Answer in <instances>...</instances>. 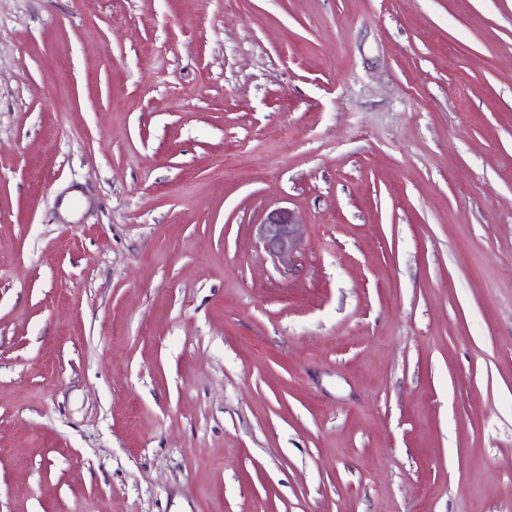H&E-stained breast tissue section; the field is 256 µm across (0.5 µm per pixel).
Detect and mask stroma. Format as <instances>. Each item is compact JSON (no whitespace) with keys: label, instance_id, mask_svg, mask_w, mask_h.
Masks as SVG:
<instances>
[{"label":"stroma","instance_id":"obj_1","mask_svg":"<svg viewBox=\"0 0 512 512\" xmlns=\"http://www.w3.org/2000/svg\"><path fill=\"white\" fill-rule=\"evenodd\" d=\"M0 512H512V0H0ZM306 226L296 211L287 207L274 208L260 224V242L273 259L286 261L302 246Z\"/></svg>","mask_w":512,"mask_h":512}]
</instances>
